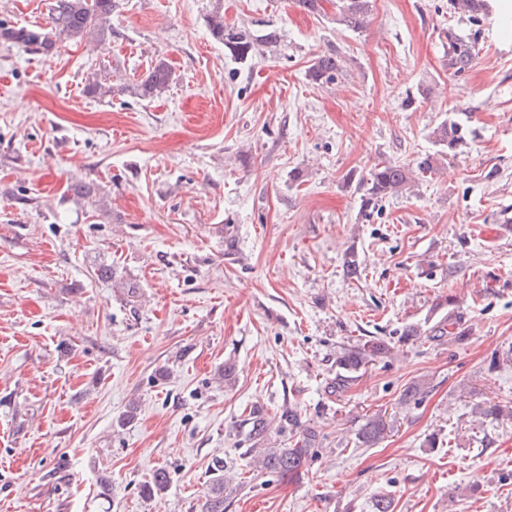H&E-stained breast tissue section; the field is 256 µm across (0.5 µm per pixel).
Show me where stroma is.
<instances>
[{
  "mask_svg": "<svg viewBox=\"0 0 512 512\" xmlns=\"http://www.w3.org/2000/svg\"><path fill=\"white\" fill-rule=\"evenodd\" d=\"M219 4L282 47L232 59L207 27ZM334 15L122 0L101 49L0 41V512H202L218 462L224 512H374L381 495L393 512H512V418L480 413L512 407V0L477 24L448 0H374L361 33ZM451 26L478 47L456 76ZM330 52L342 71L314 83ZM159 58V98L84 92ZM445 120L457 151L430 136ZM427 154L434 175L362 209L376 160ZM103 259L134 296L94 276ZM450 294L465 342L405 337ZM374 337L389 354L332 392L337 355ZM256 406L316 431L299 476L253 472ZM377 413L390 431L361 446ZM160 469L167 490L145 498ZM342 70L341 59L336 53H327L316 58L309 70V77L318 84L334 83Z\"/></svg>",
  "mask_w": 512,
  "mask_h": 512,
  "instance_id": "obj_1",
  "label": "stroma"
}]
</instances>
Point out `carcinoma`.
<instances>
[{
	"mask_svg": "<svg viewBox=\"0 0 512 512\" xmlns=\"http://www.w3.org/2000/svg\"><path fill=\"white\" fill-rule=\"evenodd\" d=\"M335 21L346 29L361 33L369 25L372 0H334ZM118 0H50L48 21L44 25H13L0 21V39L28 48L39 54H48L60 43L92 40L99 44L112 38V13ZM449 9L466 16L474 23L482 21L491 10L490 0H448ZM211 36L224 45L232 59L244 62L264 52H273L281 41V31L270 27L260 34H254L244 27L224 23V11L217 9L207 17ZM448 40V71L461 74L471 67L476 41L468 35L448 27L445 34ZM342 70L341 59L335 53H327L316 58L309 70V77L318 84L336 81ZM173 73L167 61L159 59L146 72L131 83L118 88L112 86L108 76H95L85 85L86 94L104 97L118 90L127 91L141 100H151L161 96L169 87ZM431 135L441 148L453 150L463 142L461 128L454 122H442ZM435 159L431 155L419 158L416 166L410 169L390 160H380L373 164L365 181L367 188L362 195V208L375 209L383 199L401 193L418 175L424 176L433 171ZM94 275L102 280H110L135 293V287L122 281L118 267L113 263L101 264ZM407 336H431L433 338L452 336L462 341L469 332L459 327L452 317H444L433 326L422 330L412 326L405 331ZM388 344L379 338L367 340L341 353L336 359V378L332 388L343 391L351 384L356 374L370 362L385 356ZM245 424L250 426L248 437L253 441V450L258 452L256 467L282 476L300 473L312 456L317 435L308 427H302L296 410L286 408L280 414V430L290 429L294 440L287 448H268L270 443L269 423L259 408L252 409ZM390 427L382 415L370 417L357 433L359 443L370 447L385 438ZM204 512H224V475L215 477V484L208 494Z\"/></svg>",
	"mask_w": 512,
	"mask_h": 512,
	"instance_id": "carcinoma-1",
	"label": "carcinoma"
}]
</instances>
